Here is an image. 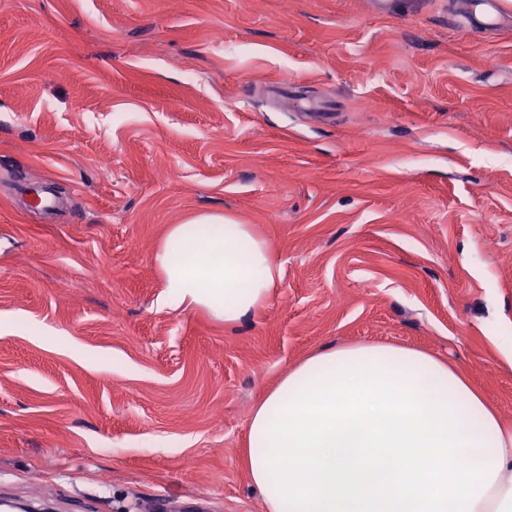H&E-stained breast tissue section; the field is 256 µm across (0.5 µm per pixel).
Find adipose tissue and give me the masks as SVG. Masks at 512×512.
Instances as JSON below:
<instances>
[{
    "instance_id": "1",
    "label": "adipose tissue",
    "mask_w": 512,
    "mask_h": 512,
    "mask_svg": "<svg viewBox=\"0 0 512 512\" xmlns=\"http://www.w3.org/2000/svg\"><path fill=\"white\" fill-rule=\"evenodd\" d=\"M154 260L168 308L227 324L282 275L252 225L213 214L171 225ZM244 464L266 512H512V426L448 362L401 346L339 345L289 369L252 412Z\"/></svg>"
}]
</instances>
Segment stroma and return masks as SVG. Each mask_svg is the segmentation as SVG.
<instances>
[{
	"label": "stroma",
	"instance_id": "stroma-1",
	"mask_svg": "<svg viewBox=\"0 0 512 512\" xmlns=\"http://www.w3.org/2000/svg\"><path fill=\"white\" fill-rule=\"evenodd\" d=\"M461 21L457 0H0V498L265 512L252 409L344 343L428 350L512 423V21ZM206 213L282 266L235 324L162 304L154 255Z\"/></svg>",
	"mask_w": 512,
	"mask_h": 512
}]
</instances>
